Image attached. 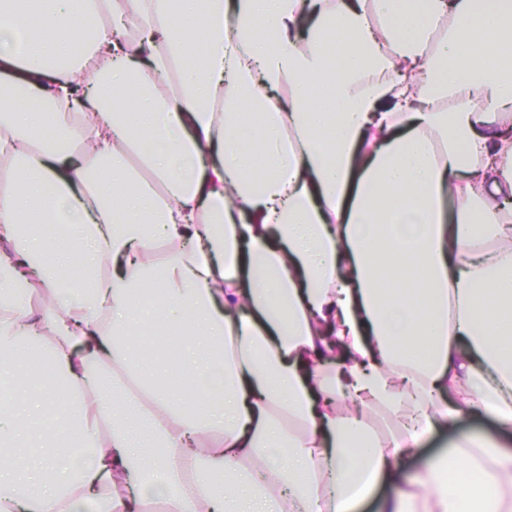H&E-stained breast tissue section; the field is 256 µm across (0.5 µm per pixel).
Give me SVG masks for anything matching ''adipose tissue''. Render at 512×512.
<instances>
[{
    "mask_svg": "<svg viewBox=\"0 0 512 512\" xmlns=\"http://www.w3.org/2000/svg\"><path fill=\"white\" fill-rule=\"evenodd\" d=\"M0 162V512H512V0H0Z\"/></svg>",
    "mask_w": 512,
    "mask_h": 512,
    "instance_id": "1",
    "label": "adipose tissue"
}]
</instances>
